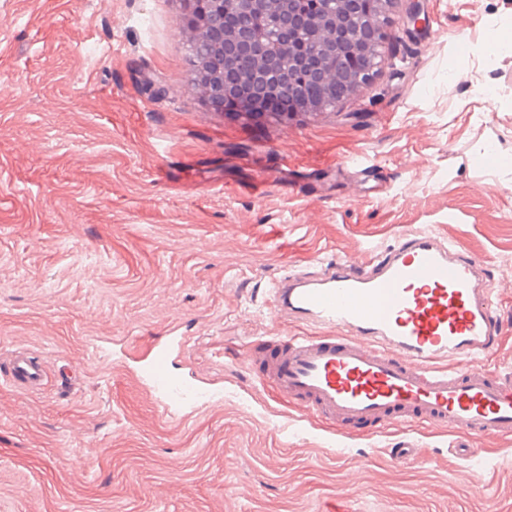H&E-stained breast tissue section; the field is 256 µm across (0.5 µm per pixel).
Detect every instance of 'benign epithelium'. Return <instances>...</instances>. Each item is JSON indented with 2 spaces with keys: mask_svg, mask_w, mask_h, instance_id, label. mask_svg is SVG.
<instances>
[{
  "mask_svg": "<svg viewBox=\"0 0 512 512\" xmlns=\"http://www.w3.org/2000/svg\"><path fill=\"white\" fill-rule=\"evenodd\" d=\"M394 0H377L376 10L367 16L357 8V0H333V6L312 20L309 39L301 36V25L287 7L273 19L274 27L280 34L273 46L263 45L246 30L235 29L224 36V54L233 58L243 52L258 57L257 67L244 76L234 71H225V90L235 89L241 82L250 81L257 94L273 99L283 90L296 97L297 112H331L358 88L368 83L380 69L384 56L382 47L387 39V11ZM336 44V68H326L316 75L324 88L320 97H307L295 91L294 86L283 87L280 75L301 69L306 63V48L326 43ZM288 53V71L280 69L279 60ZM356 58L362 65L345 69L339 63L346 58Z\"/></svg>",
  "mask_w": 512,
  "mask_h": 512,
  "instance_id": "benign-epithelium-1",
  "label": "benign epithelium"
}]
</instances>
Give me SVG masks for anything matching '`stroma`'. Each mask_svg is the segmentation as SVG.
Segmentation results:
<instances>
[{"label": "stroma", "instance_id": "1", "mask_svg": "<svg viewBox=\"0 0 512 512\" xmlns=\"http://www.w3.org/2000/svg\"><path fill=\"white\" fill-rule=\"evenodd\" d=\"M178 19V0H0V348L58 368L37 395L0 383V512H512L511 437L347 434L243 363L315 333L269 318V280L402 230L512 275V46L483 50L512 0H396L374 79L280 128L184 89ZM172 332L175 372L224 389L178 421L95 353Z\"/></svg>", "mask_w": 512, "mask_h": 512}]
</instances>
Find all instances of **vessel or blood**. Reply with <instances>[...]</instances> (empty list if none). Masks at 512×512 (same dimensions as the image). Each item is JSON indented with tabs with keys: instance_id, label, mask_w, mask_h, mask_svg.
Returning <instances> with one entry per match:
<instances>
[{
	"instance_id": "vessel-or-blood-1",
	"label": "vessel or blood",
	"mask_w": 512,
	"mask_h": 512,
	"mask_svg": "<svg viewBox=\"0 0 512 512\" xmlns=\"http://www.w3.org/2000/svg\"><path fill=\"white\" fill-rule=\"evenodd\" d=\"M503 279L463 245L429 229L399 235L362 258L322 262L274 281L271 317L322 329L319 338L280 337L262 374L304 410L344 429L418 419L478 436L512 435V370L483 359L499 346L495 306ZM183 337L162 336L137 372L164 413L223 399L175 373ZM449 368H439L441 360ZM0 380L37 394L44 355L15 346L0 354Z\"/></svg>"
}]
</instances>
